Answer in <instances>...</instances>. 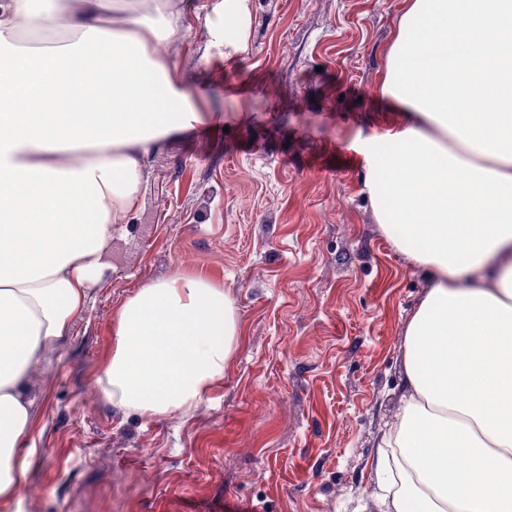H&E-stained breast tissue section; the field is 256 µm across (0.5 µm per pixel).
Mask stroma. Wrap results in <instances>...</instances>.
<instances>
[{
  "label": "stroma",
  "instance_id": "35a3bbf8",
  "mask_svg": "<svg viewBox=\"0 0 512 512\" xmlns=\"http://www.w3.org/2000/svg\"><path fill=\"white\" fill-rule=\"evenodd\" d=\"M178 2L175 63L209 120L150 157L104 287L41 362L20 512H377L370 462L427 284L363 191L360 141L391 119L376 78L400 0H251L232 56L208 43L213 0ZM179 268L234 301L222 385L187 416L87 398L114 308Z\"/></svg>",
  "mask_w": 512,
  "mask_h": 512
}]
</instances>
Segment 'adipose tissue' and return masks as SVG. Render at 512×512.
Returning <instances> with one entry per match:
<instances>
[{"instance_id": "adipose-tissue-1", "label": "adipose tissue", "mask_w": 512, "mask_h": 512, "mask_svg": "<svg viewBox=\"0 0 512 512\" xmlns=\"http://www.w3.org/2000/svg\"><path fill=\"white\" fill-rule=\"evenodd\" d=\"M251 0H215L210 44L246 51ZM174 0H0V512L40 432L33 372L70 338L148 188V160L202 124L169 51ZM377 88L391 125L364 188L428 276L405 390L372 463L383 512H512V0H400ZM231 297L177 271L112 315L95 384L145 418L187 415L240 342Z\"/></svg>"}]
</instances>
